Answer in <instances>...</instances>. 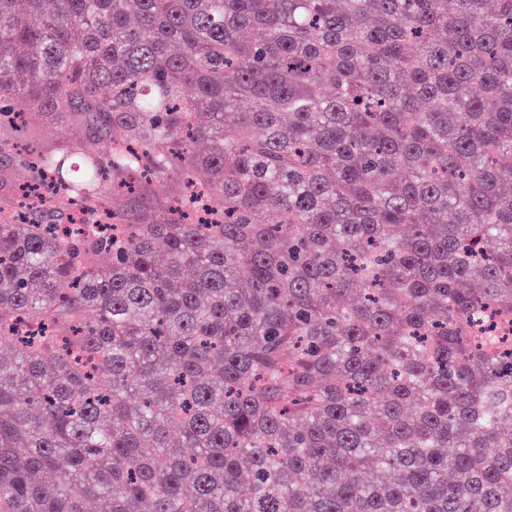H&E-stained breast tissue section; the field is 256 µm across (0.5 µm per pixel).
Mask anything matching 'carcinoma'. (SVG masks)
Listing matches in <instances>:
<instances>
[{
    "label": "carcinoma",
    "instance_id": "cac0c4a2",
    "mask_svg": "<svg viewBox=\"0 0 512 512\" xmlns=\"http://www.w3.org/2000/svg\"><path fill=\"white\" fill-rule=\"evenodd\" d=\"M17 4L0 512H512V0ZM62 135L63 129L57 124L33 121L18 129L7 126L0 129V140L3 142L14 143L20 148L31 147L37 150L53 147Z\"/></svg>",
    "mask_w": 512,
    "mask_h": 512
}]
</instances>
